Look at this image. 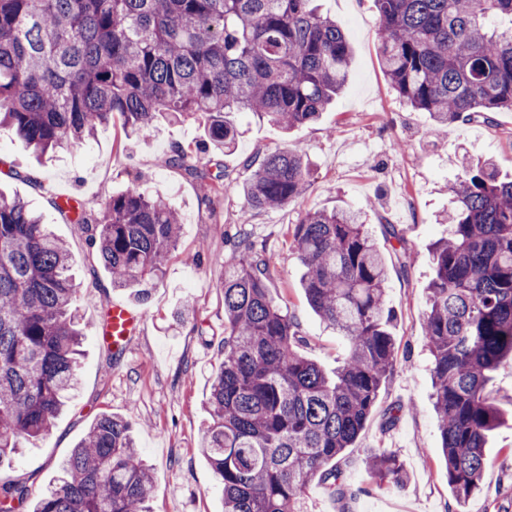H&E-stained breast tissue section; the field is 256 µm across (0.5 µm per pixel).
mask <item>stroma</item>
I'll return each mask as SVG.
<instances>
[{"label":"stroma","mask_w":512,"mask_h":512,"mask_svg":"<svg viewBox=\"0 0 512 512\" xmlns=\"http://www.w3.org/2000/svg\"><path fill=\"white\" fill-rule=\"evenodd\" d=\"M335 18L354 50L347 86L311 125L281 132L250 112L231 113L243 131L235 150L217 155L206 170L224 172V193L206 200L199 181L161 165L175 145L203 147L206 132L193 120L163 123L147 137L129 135L120 119L98 127L77 149L39 160L20 141L0 132V189L17 195L43 215L71 255L80 284L75 307L84 333L78 385L50 438L28 441L14 463L0 467V482L22 481L38 497L54 481L60 462L103 413L132 424L154 493L150 512H224L223 487L200 447L209 420L207 402L214 374L224 362V295L217 283L241 221L266 246L273 272L270 294L297 319L302 354L326 370L345 355L336 331L309 307L300 285L302 265L291 230L307 211L359 208L384 255L387 304L395 313L396 364L366 427L344 454L347 500L322 485L306 493L308 512H449L438 422L433 409L431 354L423 328L427 285L433 276L429 244L447 234L442 222L450 187L462 174L463 157L493 159L501 177H512V112H494L434 133L428 113L403 103L386 80L378 53V14L373 0H318ZM277 147L301 150L309 163L304 195L287 206L246 211L241 193L248 176L243 163ZM138 186L175 206L183 224L177 250L147 299L113 288L92 255L87 235L57 207L63 193L101 213L106 193ZM401 232L407 260L393 250L390 230ZM144 309L146 321L126 353L112 359L97 342V323L112 301ZM505 419L495 431L482 490L468 512H486L496 500L512 512L504 480L512 467V365L500 367L488 389ZM391 449L407 473L400 487H376L366 468L372 449Z\"/></svg>","instance_id":"1"}]
</instances>
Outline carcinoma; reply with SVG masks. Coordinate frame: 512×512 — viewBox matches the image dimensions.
I'll return each instance as SVG.
<instances>
[{
	"label": "carcinoma",
	"mask_w": 512,
	"mask_h": 512,
	"mask_svg": "<svg viewBox=\"0 0 512 512\" xmlns=\"http://www.w3.org/2000/svg\"><path fill=\"white\" fill-rule=\"evenodd\" d=\"M314 0H0V129L38 155L77 148L120 116L145 137L194 118L207 147L175 146L165 167L206 179L210 151L235 146L232 112L281 130L316 122L344 87L352 48ZM385 75L434 129L512 111V0H374ZM247 210L298 199L309 176L298 150L246 160ZM448 237L432 246L425 335L448 487L459 507L480 490L486 448L503 420L486 391L512 362V180L469 157L450 188ZM112 287L138 296L179 243L170 203L137 188L75 207ZM312 310L346 343L329 376L300 352L294 316L272 299L265 247L241 224L217 287L224 292V364L214 375L202 453L224 488V512H305L318 483L342 499L338 461L353 447L396 362L388 268L360 212H307L292 229ZM62 240L20 197L0 193V466L22 442L48 437L78 381L79 286ZM376 486H400L393 451L367 459ZM153 479L128 420L101 414L32 512H149ZM28 489L0 484V512Z\"/></svg>",
	"instance_id": "carcinoma-1"
}]
</instances>
